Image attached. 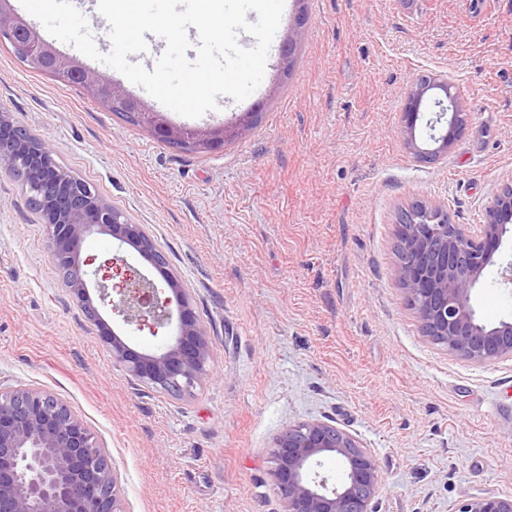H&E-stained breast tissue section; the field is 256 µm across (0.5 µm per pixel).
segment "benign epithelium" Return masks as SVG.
I'll return each instance as SVG.
<instances>
[{
    "mask_svg": "<svg viewBox=\"0 0 512 512\" xmlns=\"http://www.w3.org/2000/svg\"><path fill=\"white\" fill-rule=\"evenodd\" d=\"M0 0V38L40 69L63 83H76L102 105L121 107L145 123L152 134L171 144L213 150L229 134L222 126L207 131L174 126L158 112H147L136 99L119 92L108 79L61 56L39 38ZM453 85L436 76L423 77L405 92L401 135L422 159L447 149L466 126ZM441 90L451 120L439 147L417 146L416 128L424 95ZM0 166L20 175L25 190L46 225L58 271L76 301L92 320V304L80 252L85 238L105 232L165 269L143 225L131 223L105 202L93 186L61 169L47 143L20 129L9 113H0ZM512 224V182L503 184L485 208L481 224L465 227L448 217V207L421 203L405 211L399 222V280L417 311L426 336L468 361L489 363L512 358V320L489 327L478 321L472 294L487 267L495 264L507 226ZM110 274L93 277L99 299L108 302L129 326L175 327L172 340L156 352L131 348L115 333L101 339L112 359L134 378L162 392L190 396L208 376L209 347L204 329L185 289L164 278L172 297L160 300L157 282L137 272L122 278L110 297ZM176 308H171V304ZM336 457L342 478L322 470V458ZM97 441L88 426L54 395L36 388L0 391V512H123L117 478L109 464L98 461ZM272 475L285 504L284 512H370L380 484L376 457L350 434L315 420L288 426L271 452ZM457 512H512V498H465Z\"/></svg>",
    "mask_w": 512,
    "mask_h": 512,
    "instance_id": "1",
    "label": "benign epithelium"
}]
</instances>
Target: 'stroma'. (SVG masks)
Listing matches in <instances>:
<instances>
[{"label":"stroma","mask_w":512,"mask_h":512,"mask_svg":"<svg viewBox=\"0 0 512 512\" xmlns=\"http://www.w3.org/2000/svg\"><path fill=\"white\" fill-rule=\"evenodd\" d=\"M257 99L218 97L190 129L252 124L183 151L21 60L0 41V111L45 139L56 164L143 225L186 289L213 372L174 398L130 376L109 326L153 351L167 329L90 321L62 281L29 195L0 168V390L65 402L116 471L124 512H282L270 450L288 425L335 424L377 458L371 512H456L512 497V358L475 364L424 336L398 277L397 216L417 200L483 221L512 181V0H285ZM424 74L460 91L462 137L417 158L400 134ZM81 259L142 273L110 235ZM487 325L512 320V286L489 267L473 295ZM456 512H512V498H465Z\"/></svg>","instance_id":"1"}]
</instances>
